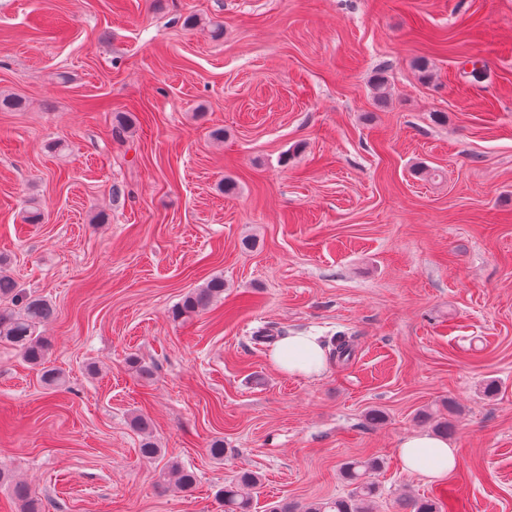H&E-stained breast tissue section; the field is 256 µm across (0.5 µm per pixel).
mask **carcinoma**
<instances>
[{"mask_svg":"<svg viewBox=\"0 0 512 512\" xmlns=\"http://www.w3.org/2000/svg\"><path fill=\"white\" fill-rule=\"evenodd\" d=\"M222 294L224 280L215 277L204 286L191 289L175 307L173 315L179 319L202 313ZM6 299L10 305L0 306V344L18 349L32 365L43 364L47 342L37 334V328L53 317L54 309L46 299L19 287L7 274V262L0 258V301ZM351 351L350 337L340 333L333 340L330 358L345 360L350 357ZM133 425L144 434L139 448L141 456L146 459L159 457L162 449L152 435L150 418L141 413L133 418ZM379 467L380 462L375 458L347 462L341 468V475L353 485L348 496L312 501L301 507L285 501L270 507L269 512H374L376 486L370 476ZM172 480L185 493L193 492L198 482L196 472L176 460L169 461L159 473L160 486ZM0 485L9 487L18 512H44L42 501L32 495L26 483L15 481L0 470ZM260 485L261 477L258 473L249 470L237 472L224 483L220 493L224 512H252V494ZM400 509L402 512H453L454 505L440 499L419 502L408 497L401 500Z\"/></svg>","mask_w":512,"mask_h":512,"instance_id":"cac0c4a2","label":"carcinoma"}]
</instances>
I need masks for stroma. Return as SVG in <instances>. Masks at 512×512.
I'll list each match as a JSON object with an SVG mask.
<instances>
[{"mask_svg": "<svg viewBox=\"0 0 512 512\" xmlns=\"http://www.w3.org/2000/svg\"><path fill=\"white\" fill-rule=\"evenodd\" d=\"M0 96V254L56 310L46 367L0 346V468L46 512H221L241 470L267 512L371 457L377 512H512V0H0ZM293 332L353 354L288 376ZM442 417L457 467L403 470ZM224 294V280L215 277L200 288L191 289L175 307L173 315L176 319L189 318L207 311L214 301ZM132 422L133 425L144 434L139 448L141 456L146 459L159 457L162 450L159 448L158 443L152 435V422L150 418L146 414L141 413L135 416ZM171 478H174L176 486L185 493H191L197 486V474L195 471L184 467L177 460L168 462L165 468L159 473V485L165 487ZM400 509L404 512H453L454 505L448 501L437 499L419 502L411 497L401 500Z\"/></svg>", "mask_w": 512, "mask_h": 512, "instance_id": "35a3bbf8", "label": "stroma"}]
</instances>
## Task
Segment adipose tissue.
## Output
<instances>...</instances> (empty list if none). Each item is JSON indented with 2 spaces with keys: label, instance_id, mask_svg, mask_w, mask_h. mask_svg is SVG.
Segmentation results:
<instances>
[{
  "label": "adipose tissue",
  "instance_id": "adipose-tissue-1",
  "mask_svg": "<svg viewBox=\"0 0 512 512\" xmlns=\"http://www.w3.org/2000/svg\"><path fill=\"white\" fill-rule=\"evenodd\" d=\"M269 359L281 372L297 377L320 376L328 364V355L317 338L303 333L279 341ZM398 458L405 470L431 480L444 478L458 463L456 449L428 433L404 438Z\"/></svg>",
  "mask_w": 512,
  "mask_h": 512
}]
</instances>
